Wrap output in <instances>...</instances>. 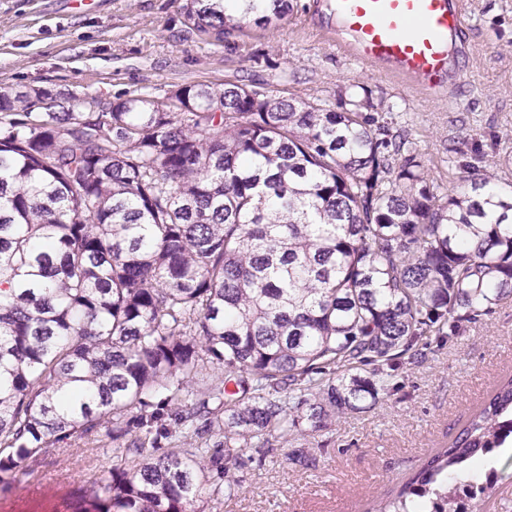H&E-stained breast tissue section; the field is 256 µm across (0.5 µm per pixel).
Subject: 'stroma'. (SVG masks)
Segmentation results:
<instances>
[{
    "instance_id": "35a3bbf8",
    "label": "stroma",
    "mask_w": 512,
    "mask_h": 512,
    "mask_svg": "<svg viewBox=\"0 0 512 512\" xmlns=\"http://www.w3.org/2000/svg\"><path fill=\"white\" fill-rule=\"evenodd\" d=\"M464 83L447 96L379 74L341 54L309 11L250 25L235 51L188 27L186 0H0V85L43 111L45 92L108 103L168 102L180 87L231 80L334 110L342 95L369 91L391 131L414 151L440 192L490 172L512 188V0H466ZM512 377V298L459 335L403 359L376 407L331 428L247 451L235 471L241 493L205 512H369L438 450L448 447L498 383ZM111 438L79 440L43 457L20 482L0 481V512H74L77 497L116 457ZM308 449L310 467L292 449ZM498 479L480 512H512V447L493 456Z\"/></svg>"
}]
</instances>
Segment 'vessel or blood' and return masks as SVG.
I'll return each instance as SVG.
<instances>
[{
	"label": "vessel or blood",
	"mask_w": 512,
	"mask_h": 512,
	"mask_svg": "<svg viewBox=\"0 0 512 512\" xmlns=\"http://www.w3.org/2000/svg\"><path fill=\"white\" fill-rule=\"evenodd\" d=\"M331 11L322 31L344 54L429 96L464 82V0H331Z\"/></svg>",
	"instance_id": "obj_1"
}]
</instances>
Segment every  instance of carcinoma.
Returning a JSON list of instances; mask_svg holds the SVG:
<instances>
[{
	"mask_svg": "<svg viewBox=\"0 0 512 512\" xmlns=\"http://www.w3.org/2000/svg\"><path fill=\"white\" fill-rule=\"evenodd\" d=\"M224 2L185 18L230 50L289 10ZM174 98L21 112L0 87V473L105 432L121 463L76 512L235 497L245 451L372 409L405 355L512 297L497 175L440 193L369 97L336 112L228 81ZM510 438L512 378L376 512H467L494 475L452 498L448 470Z\"/></svg>",
	"mask_w": 512,
	"mask_h": 512,
	"instance_id": "1",
	"label": "carcinoma"
}]
</instances>
